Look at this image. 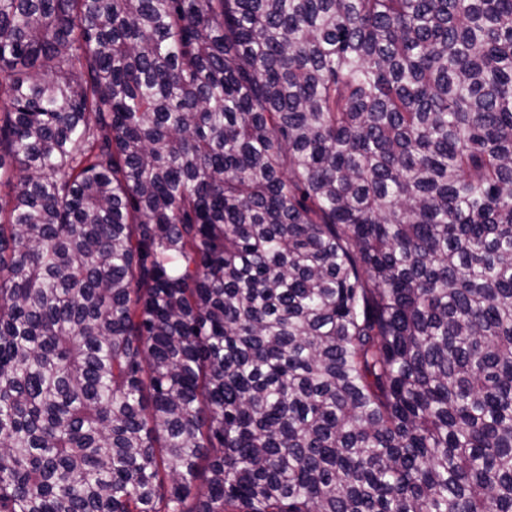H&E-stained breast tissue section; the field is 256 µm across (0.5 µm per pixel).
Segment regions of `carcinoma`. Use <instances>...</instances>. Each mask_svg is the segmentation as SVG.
I'll return each instance as SVG.
<instances>
[{
	"instance_id": "obj_1",
	"label": "carcinoma",
	"mask_w": 512,
	"mask_h": 512,
	"mask_svg": "<svg viewBox=\"0 0 512 512\" xmlns=\"http://www.w3.org/2000/svg\"><path fill=\"white\" fill-rule=\"evenodd\" d=\"M0 512H512V0H0Z\"/></svg>"
}]
</instances>
